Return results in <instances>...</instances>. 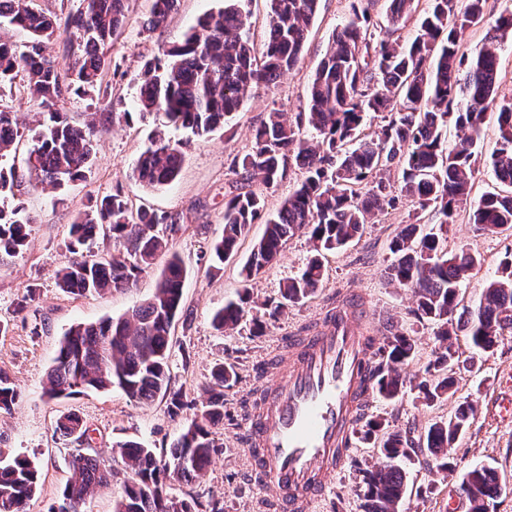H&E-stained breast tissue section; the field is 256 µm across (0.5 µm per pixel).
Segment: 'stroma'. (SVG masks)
<instances>
[{"label":"stroma","mask_w":512,"mask_h":512,"mask_svg":"<svg viewBox=\"0 0 512 512\" xmlns=\"http://www.w3.org/2000/svg\"><path fill=\"white\" fill-rule=\"evenodd\" d=\"M149 5L150 0H130L127 22L113 39L109 54L117 71L108 77L110 100L73 96L62 105L63 111L78 121L89 113L109 110L131 115L130 122L100 126L96 154L86 178L64 191L37 184L25 163L33 136L29 130L23 131L16 152L0 158V166L16 172L15 200L21 201L35 219L27 249L8 265L0 266V323L6 327L0 334V367L23 392L12 413H0V454H19L37 465L41 483L27 510L48 512L66 481L74 448L72 439L57 432L56 420L69 411L80 414L92 430V447L104 459L112 460L116 472L111 487L87 502L86 512H112L124 485L123 464L112 459L113 444L134 440L156 453L168 452L183 429L199 418L200 406L206 401L203 387L210 381L215 364L221 362L236 372L235 380L224 390L223 448L203 479L169 481V492L175 498L195 501L197 512H211L215 504L221 512H277L271 495L250 479L244 440L247 418L241 404L251 398L257 385L274 387L285 374L293 337L310 335L326 306L358 294L367 305L365 325L371 336L380 338L400 331L414 337L415 358L403 370L408 379L416 382L424 377L426 366L436 355L439 343L434 328L413 315L411 290L388 283L384 273L389 244L408 224L414 206L410 199L399 198L395 207L366 226L360 239L327 254L324 280L317 292L288 307L264 335H253L252 316L262 314L265 304L279 299L282 284L306 265L314 250L308 234H296L277 263L249 284H242L240 269L264 232L259 223L252 225L236 256L225 261L221 270L209 269L204 254L224 233V193L232 179L229 163L233 156L250 149L253 130L267 112L276 109L292 120L304 111L307 86L336 26L348 16L351 0H319L298 66L271 90L259 91L245 101L223 131L206 137L166 125L160 118L140 116L135 101L144 61L161 55L199 18L218 12L224 0H180L165 27L146 32L141 21ZM159 128L164 129L167 139L182 144L184 164L170 185L146 189L129 179L128 171ZM117 189L134 205L177 212L184 218L181 231L171 240V250L179 255L186 270L183 293L192 319L190 326L177 323L172 328L169 369L172 388L181 390L195 406L175 416L169 413L167 400L139 404L117 387L71 398L48 400L42 396L46 373L68 328L128 314L152 295L166 265V257H159L140 275L136 286L104 297H74L58 288L57 272L66 260L70 224L91 199ZM446 246L451 251L467 249L480 260L462 288L463 302L471 306L501 260L512 253V234L485 236L475 232L464 208L456 215ZM245 290L252 297L247 317L235 329L217 331L212 324L214 312ZM457 345L462 358L473 359L474 365L457 372L454 395L427 406L409 391L391 401L372 396L365 404L367 420L380 419L393 428L412 425L419 429L448 418L462 401L474 407L469 427L453 448L454 470L442 473L419 463L407 465L408 493L400 512H445L454 485L469 468L483 464L496 467L502 480L495 512H512V418H502L492 407L495 398L512 397V337L479 355L474 354L466 337H459ZM351 456V463L337 475L326 496L312 504L310 512H362L356 486L360 469L373 462L372 450L359 440Z\"/></svg>","instance_id":"1"}]
</instances>
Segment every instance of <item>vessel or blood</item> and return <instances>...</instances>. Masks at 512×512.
Returning a JSON list of instances; mask_svg holds the SVG:
<instances>
[{
  "label": "vessel or blood",
  "instance_id": "obj_1",
  "mask_svg": "<svg viewBox=\"0 0 512 512\" xmlns=\"http://www.w3.org/2000/svg\"><path fill=\"white\" fill-rule=\"evenodd\" d=\"M360 301L325 311L306 346L249 424L254 484L279 512H308L329 489L353 446L356 411L375 360Z\"/></svg>",
  "mask_w": 512,
  "mask_h": 512
}]
</instances>
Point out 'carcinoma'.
I'll use <instances>...</instances> for the list:
<instances>
[{"instance_id": "obj_1", "label": "carcinoma", "mask_w": 512, "mask_h": 512, "mask_svg": "<svg viewBox=\"0 0 512 512\" xmlns=\"http://www.w3.org/2000/svg\"><path fill=\"white\" fill-rule=\"evenodd\" d=\"M245 2L225 0L224 9L200 19L163 57L145 62L136 100L140 115L161 112L192 135L207 136L224 127L254 91L275 86L281 74L298 63L319 0H269L260 49L250 33L249 12L241 8ZM369 2L358 0L333 33L309 85L307 111L293 124L282 112L268 113L255 129L251 148L232 158L233 180L224 193V235L213 245V255L224 263L251 225L266 224L241 267L243 281L249 282L280 257L291 237L309 234L315 255L270 307L267 315L275 318L288 305L314 294L324 276L323 254L359 239L365 225L396 204L398 197L392 195L386 175L398 167L400 192L417 208L389 244L392 259L385 274L411 289L414 315L437 326L438 351L426 369L435 378L415 385L418 398L432 404L448 397L455 384L460 355L453 336L464 333L472 348L483 352L512 336V254L501 261L497 277L485 284L476 305L462 307V286L480 260L463 247L451 254L444 247L448 225L466 206L476 231L493 235L512 230V99L498 97L496 53L497 42L512 38V7L493 15L487 0H428L413 37L402 40L396 33L412 0H384L389 21L384 29L371 22ZM177 3L152 0L142 28L162 27ZM126 12L127 0H81L80 9L65 20V29L79 34L78 51L62 64L52 51L60 30L57 17L33 8L30 0H0V30L16 27L29 36L20 48L0 35V89L16 72L27 78L40 119L26 163L42 185L63 189L84 180L95 154L98 124L122 117L120 112L92 113L78 125L58 103L71 94L108 96V51ZM478 25L488 26V43L467 53L462 50L466 33ZM493 110L498 114V139L485 167L510 191H488L475 199L482 126L486 112ZM376 115L384 125L369 133L367 120ZM305 124L311 129L308 136L302 131ZM450 125L460 132L452 146L447 140ZM18 137L17 113L0 104V157L17 149ZM183 162L181 146L159 134L139 152L131 177L147 189L167 185ZM291 164L305 171V179L270 215L265 192ZM425 212L431 214L429 225L421 223ZM33 223L22 204L0 206V265L24 250ZM180 230V214L135 208L117 189L97 199L91 211L71 224L69 256L58 273V285L76 297L132 288ZM99 236L114 240L116 248L93 251L90 243ZM183 283L184 268L173 255L144 304L118 319L71 326L54 358L44 395L57 399L118 386L137 403L165 397L171 413L178 414L187 402L181 390L171 388L168 359L175 319L180 316L186 324L191 316ZM248 302L245 291L239 302L224 305L214 315L215 326L237 325ZM376 355L369 373L371 392L394 400L405 392L402 369L414 358L415 341L403 333L387 336ZM233 376V368L222 363L213 368L201 417L184 429L168 456L159 458L132 440L112 446L129 471L113 512H196V503L170 495L167 479L201 478L223 447L216 434L224 424V387ZM21 399L20 387L0 367V412H10ZM472 414V404L463 402L450 418L431 423L418 435L371 421L364 440L374 441L379 454L361 471L363 512H397L407 492L406 472L398 464L402 459L419 458L429 469L444 473L453 469L452 448ZM56 429L78 444L89 442L90 429L75 412L61 415ZM68 469L50 512H63L65 503L82 506L112 485V467L95 454H73ZM464 478L470 485L469 512H490L500 490L498 471L483 465ZM39 479V470L28 458H0V512H26Z\"/></svg>"}]
</instances>
